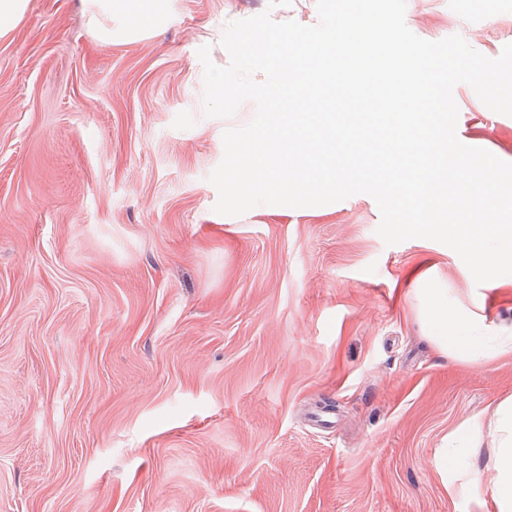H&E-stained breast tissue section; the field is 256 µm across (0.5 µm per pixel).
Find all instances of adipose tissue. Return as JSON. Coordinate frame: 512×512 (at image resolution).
I'll return each instance as SVG.
<instances>
[{"label": "adipose tissue", "mask_w": 512, "mask_h": 512, "mask_svg": "<svg viewBox=\"0 0 512 512\" xmlns=\"http://www.w3.org/2000/svg\"><path fill=\"white\" fill-rule=\"evenodd\" d=\"M97 37L105 42L124 39L150 29L167 18V0H84ZM120 25H113V18ZM420 296L426 315L423 325L443 351L471 361H481L512 352V328L487 323L476 312L457 311L448 291L432 283ZM495 448L488 498H480L479 475L448 484L449 497H473L482 512H512V398L499 403L494 412Z\"/></svg>", "instance_id": "adipose-tissue-1"}]
</instances>
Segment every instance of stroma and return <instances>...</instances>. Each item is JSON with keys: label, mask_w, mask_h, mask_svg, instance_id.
I'll return each instance as SVG.
<instances>
[{"label": "stroma", "mask_w": 512, "mask_h": 512, "mask_svg": "<svg viewBox=\"0 0 512 512\" xmlns=\"http://www.w3.org/2000/svg\"><path fill=\"white\" fill-rule=\"evenodd\" d=\"M318 21L316 0H170L105 43L82 0H30L0 38V512H478L444 481L484 470L512 353L478 364L420 327L416 281L512 327V279L388 245L368 195L215 212L223 134L198 51L227 23ZM406 24L486 57L512 0H407ZM457 136L512 162V116L465 84ZM455 471L434 456L464 427Z\"/></svg>", "instance_id": "35a3bbf8"}]
</instances>
